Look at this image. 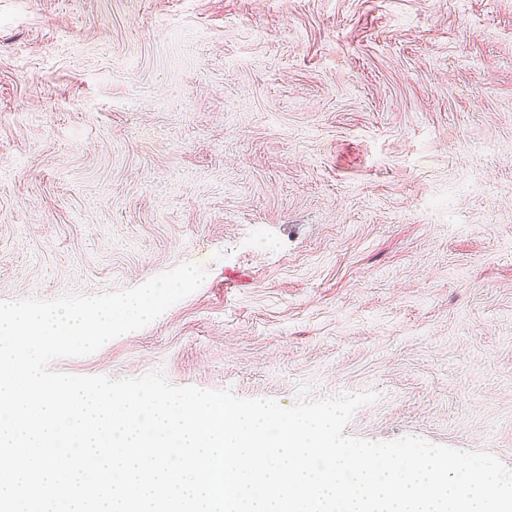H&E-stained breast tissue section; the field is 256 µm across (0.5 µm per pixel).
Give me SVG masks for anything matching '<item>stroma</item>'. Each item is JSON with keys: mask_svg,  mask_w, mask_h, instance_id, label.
I'll return each mask as SVG.
<instances>
[{"mask_svg": "<svg viewBox=\"0 0 512 512\" xmlns=\"http://www.w3.org/2000/svg\"><path fill=\"white\" fill-rule=\"evenodd\" d=\"M208 275L51 369L512 469V0H0V300Z\"/></svg>", "mask_w": 512, "mask_h": 512, "instance_id": "35a3bbf8", "label": "stroma"}]
</instances>
